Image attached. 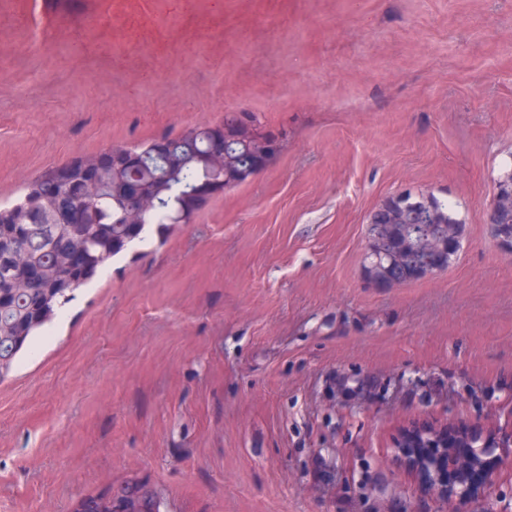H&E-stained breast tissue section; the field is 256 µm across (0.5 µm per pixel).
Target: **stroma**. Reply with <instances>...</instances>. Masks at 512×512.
<instances>
[{
	"label": "stroma",
	"mask_w": 512,
	"mask_h": 512,
	"mask_svg": "<svg viewBox=\"0 0 512 512\" xmlns=\"http://www.w3.org/2000/svg\"><path fill=\"white\" fill-rule=\"evenodd\" d=\"M65 0L23 50L0 15V200L48 166L247 110L271 165L77 291L0 382V512H74L131 482L159 512H423L391 439L512 410V0H122L84 49ZM112 75L111 87L97 75ZM464 224L446 270L363 273L386 197ZM505 176H508L510 177V180L512 181V171L511 169H507L503 172V174L500 176V178L498 179V184H497V190L499 189V196H500V202H499V206L500 208L502 209L503 212L507 213L509 212L510 208L508 207L507 205V201H508V196H509V193H508V190H507V187H503V184L501 183V181L503 180V178ZM504 197V198H503ZM497 199H498V192H497V195H496V198H495V201L493 203V206L491 208V211H490V215H489V222L490 224H495V226L493 227V232H494V235L495 237L499 240L500 244H502V241H503V233L505 232V229L503 231H501L499 229V226L500 225H509L511 226L512 228V221H502L501 218H500V210H499V206L497 205Z\"/></svg>",
	"instance_id": "obj_1"
}]
</instances>
